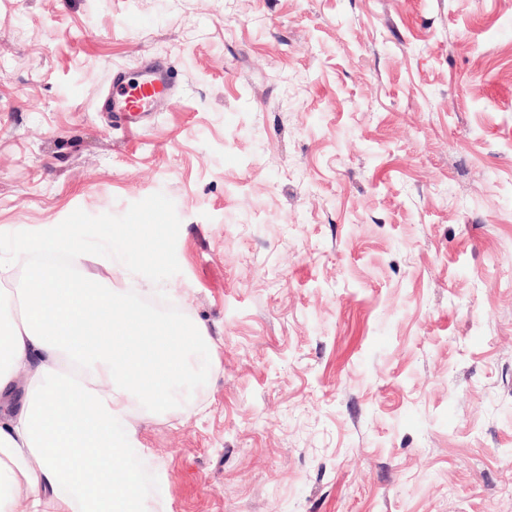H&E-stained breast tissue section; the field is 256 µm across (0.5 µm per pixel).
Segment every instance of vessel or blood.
I'll use <instances>...</instances> for the list:
<instances>
[{
    "mask_svg": "<svg viewBox=\"0 0 512 512\" xmlns=\"http://www.w3.org/2000/svg\"><path fill=\"white\" fill-rule=\"evenodd\" d=\"M111 88L104 109L119 123L139 120L173 99L164 70L152 61L144 64L138 79L133 82L128 81L123 71H114Z\"/></svg>",
    "mask_w": 512,
    "mask_h": 512,
    "instance_id": "vessel-or-blood-1",
    "label": "vessel or blood"
}]
</instances>
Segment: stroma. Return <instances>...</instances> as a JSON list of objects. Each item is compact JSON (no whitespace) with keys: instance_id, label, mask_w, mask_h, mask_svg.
I'll list each match as a JSON object with an SVG mask.
<instances>
[{"instance_id":"stroma-1","label":"stroma","mask_w":512,"mask_h":512,"mask_svg":"<svg viewBox=\"0 0 512 512\" xmlns=\"http://www.w3.org/2000/svg\"><path fill=\"white\" fill-rule=\"evenodd\" d=\"M177 100L100 101L145 57ZM158 224L203 323L164 512H512V0H0V267Z\"/></svg>"}]
</instances>
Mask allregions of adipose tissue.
Masks as SVG:
<instances>
[{
    "mask_svg": "<svg viewBox=\"0 0 512 512\" xmlns=\"http://www.w3.org/2000/svg\"><path fill=\"white\" fill-rule=\"evenodd\" d=\"M158 236L157 225L124 224L95 247L82 224L15 232L31 262L19 287L0 289V512L15 494L28 512H153L129 464L134 411L170 413L208 331L78 269L111 265L117 245L154 266Z\"/></svg>",
    "mask_w": 512,
    "mask_h": 512,
    "instance_id": "obj_1",
    "label": "adipose tissue"
}]
</instances>
